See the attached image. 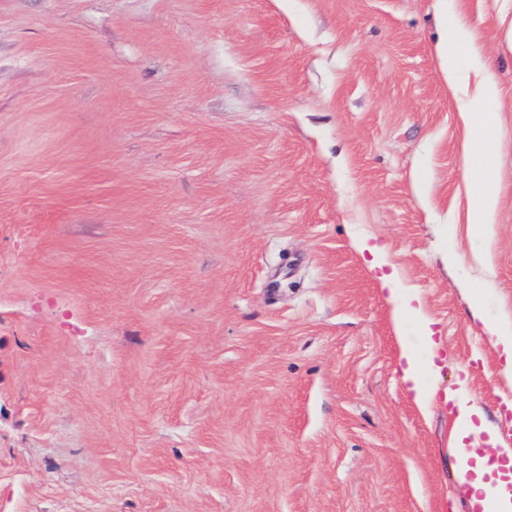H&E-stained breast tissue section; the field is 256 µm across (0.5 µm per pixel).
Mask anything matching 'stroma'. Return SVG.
Here are the masks:
<instances>
[{"instance_id": "stroma-1", "label": "stroma", "mask_w": 512, "mask_h": 512, "mask_svg": "<svg viewBox=\"0 0 512 512\" xmlns=\"http://www.w3.org/2000/svg\"><path fill=\"white\" fill-rule=\"evenodd\" d=\"M455 13L499 88L483 244ZM364 237L441 344L428 409ZM505 321L512 0H0V512H469L447 392L512 433ZM491 336H494L493 347L499 357H504L506 361L502 373L510 378L512 376V329H493Z\"/></svg>"}]
</instances>
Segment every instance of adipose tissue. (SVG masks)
Returning a JSON list of instances; mask_svg holds the SVG:
<instances>
[{
	"label": "adipose tissue",
	"instance_id": "1",
	"mask_svg": "<svg viewBox=\"0 0 512 512\" xmlns=\"http://www.w3.org/2000/svg\"><path fill=\"white\" fill-rule=\"evenodd\" d=\"M471 40L472 34L463 18L458 15L451 16L444 27L440 55L448 85L457 93L458 110L464 125L462 161L471 174L468 186L475 201L470 221L484 225L488 223L497 204L492 179L496 160L494 142L497 120L495 113L486 109L496 94V86L492 74L482 62L480 53H472L470 61L467 62L459 57L458 44ZM358 249L369 254V268L386 291L389 300L394 302L395 316H413L424 328L427 347L425 357H417L411 348L402 347L400 368L401 379L415 402L420 407H428L434 398V391L424 386L422 379L437 372L439 346L433 338L431 320L425 311L424 302L417 292L398 288L394 273L387 270V251L384 245L365 239L359 242ZM497 469V464L491 463L488 457H476L469 481L472 495L476 498L491 495L496 512H512V494L505 490L506 480L499 478L492 483L486 480L487 475Z\"/></svg>",
	"mask_w": 512,
	"mask_h": 512
}]
</instances>
